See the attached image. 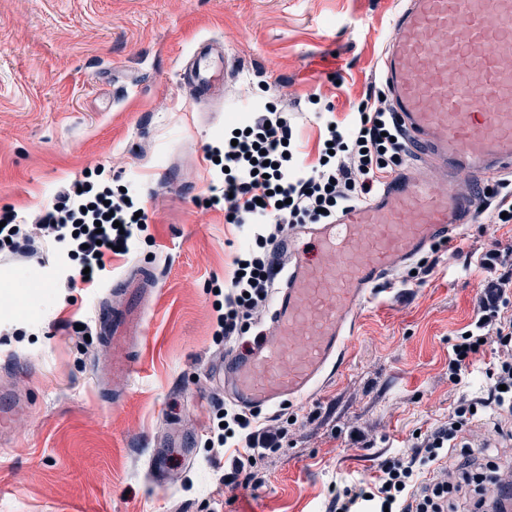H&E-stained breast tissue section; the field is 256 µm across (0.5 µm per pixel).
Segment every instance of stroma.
Here are the masks:
<instances>
[{"instance_id": "1", "label": "stroma", "mask_w": 512, "mask_h": 512, "mask_svg": "<svg viewBox=\"0 0 512 512\" xmlns=\"http://www.w3.org/2000/svg\"><path fill=\"white\" fill-rule=\"evenodd\" d=\"M398 0H0V211L18 223L90 170L131 187L148 224L128 252L83 282L63 248L0 258V512H329L337 489L371 481L384 457L480 394L484 347L458 386L448 381L457 336L492 275L486 251L512 245V224L475 214L460 239L425 251L423 280L397 267L361 310L341 370L302 399L260 414L283 427L278 450L254 454L252 480L225 485L243 449L209 448L224 415L212 379L226 347L215 291L249 231L206 204V148L225 123L273 94L290 112L305 164L322 120L347 124L371 84ZM240 61L220 100H193L181 70L200 40ZM154 268L141 305L135 370L111 378L100 306ZM39 290H32V283ZM163 462L161 476L153 466Z\"/></svg>"}]
</instances>
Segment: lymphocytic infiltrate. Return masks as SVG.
<instances>
[{"instance_id": "f902f5d3", "label": "lymphocytic infiltrate", "mask_w": 512, "mask_h": 512, "mask_svg": "<svg viewBox=\"0 0 512 512\" xmlns=\"http://www.w3.org/2000/svg\"><path fill=\"white\" fill-rule=\"evenodd\" d=\"M318 162L303 166L293 127L277 105L234 120L221 145L208 146V159L223 172L211 187L209 202L233 223L249 228V241L233 260L230 283L217 302V333L234 342L259 327L276 275L277 247L301 224H327L349 206L370 196L383 172L398 170L407 154L389 99L369 92L351 122L325 128ZM148 220L125 192L81 182L59 191L34 224H16L12 212L0 213V253L32 255L41 242L63 245L70 258L96 278L105 256L129 245ZM498 270L467 335L452 346L448 380L459 384L482 343L496 339L497 355L486 367L484 395L460 398L442 422L410 452L384 458L373 483H358L337 494L330 512H458V495L478 496L485 512H503L507 500L496 468L476 467L464 434L486 416L512 417V247L490 250L484 261ZM224 427L209 447L244 444L278 447L279 434L256 413L224 410ZM455 466H448V459Z\"/></svg>"}]
</instances>
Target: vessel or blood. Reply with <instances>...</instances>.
Returning a JSON list of instances; mask_svg holds the SVG:
<instances>
[{
  "label": "vessel or blood",
  "instance_id": "vessel-or-blood-1",
  "mask_svg": "<svg viewBox=\"0 0 512 512\" xmlns=\"http://www.w3.org/2000/svg\"><path fill=\"white\" fill-rule=\"evenodd\" d=\"M512 0H408L383 66L411 173L328 224L303 225L281 253L270 334L224 357V387L248 411L306 394L341 368L344 344L371 291L392 268L448 238L472 216L476 188L512 172ZM237 77L221 43L199 42L184 65L194 96L219 99ZM468 171L471 183L457 179ZM447 182L436 190L431 179ZM131 318L111 313L109 347Z\"/></svg>",
  "mask_w": 512,
  "mask_h": 512
}]
</instances>
